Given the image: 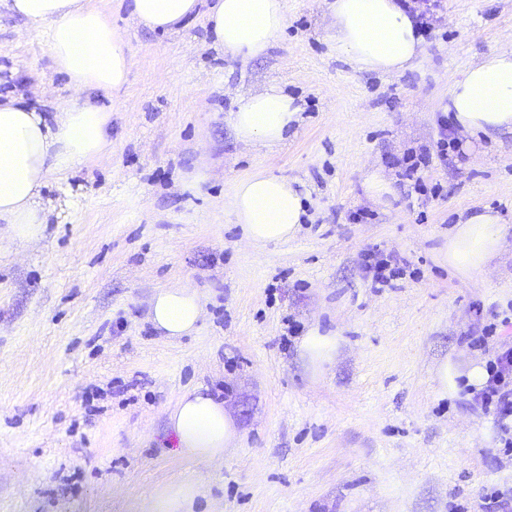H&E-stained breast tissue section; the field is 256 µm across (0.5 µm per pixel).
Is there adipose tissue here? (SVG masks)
Listing matches in <instances>:
<instances>
[{"label": "adipose tissue", "instance_id": "obj_1", "mask_svg": "<svg viewBox=\"0 0 512 512\" xmlns=\"http://www.w3.org/2000/svg\"><path fill=\"white\" fill-rule=\"evenodd\" d=\"M0 7L45 27L53 61L79 98L58 103L45 117L24 94L0 97V223L20 242L37 238L55 206L45 199L51 178L99 156L109 142L110 110L82 96L118 94L132 66L122 35L88 0H0ZM132 20L172 33L204 15L216 45L242 61L263 56L287 26V0H129ZM336 51L356 67L385 75L412 69L423 56V38L396 0H328ZM445 111L456 127L486 136L512 132V47L492 51L469 66L448 90ZM300 120L294 99L276 85L237 96L229 122L238 140L272 150ZM232 208L247 239L258 244L294 237L305 214L293 181L254 173L233 188ZM502 218L486 208L461 218L448 239L450 267L471 276L484 271L502 245ZM202 294L187 286L162 288L149 304L154 328L177 340L196 333ZM169 425L182 451L210 463L221 459L239 431L219 398L195 390L170 409ZM203 479L170 484L152 496L150 512H195Z\"/></svg>", "mask_w": 512, "mask_h": 512}]
</instances>
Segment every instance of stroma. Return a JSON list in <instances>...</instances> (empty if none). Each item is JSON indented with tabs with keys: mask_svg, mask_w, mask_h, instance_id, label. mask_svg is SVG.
Instances as JSON below:
<instances>
[{
	"mask_svg": "<svg viewBox=\"0 0 512 512\" xmlns=\"http://www.w3.org/2000/svg\"><path fill=\"white\" fill-rule=\"evenodd\" d=\"M133 66L109 144L44 190L41 235H0V512H149L151 496L201 475L202 512H477L512 495V455L466 389L488 354L469 339L512 321V234L480 277L446 261L473 206L512 224V134L460 139L404 191V157L439 138L441 101L472 62L512 44V0H440L425 54L397 76L337 54L325 0H288L267 53L225 55L203 19L178 33L135 25L125 0H90ZM42 30L0 10V93L67 96ZM278 84L301 120L279 148L239 142L236 95ZM390 180L373 203L370 168ZM263 170L300 183L294 239L257 246L231 207ZM405 261L373 283L367 251ZM206 297L198 333L172 343L148 320L157 289ZM335 337L315 363L300 342ZM448 368L440 387L436 371ZM205 387L239 440L198 464L167 412Z\"/></svg>",
	"mask_w": 512,
	"mask_h": 512,
	"instance_id": "obj_1",
	"label": "stroma"
}]
</instances>
